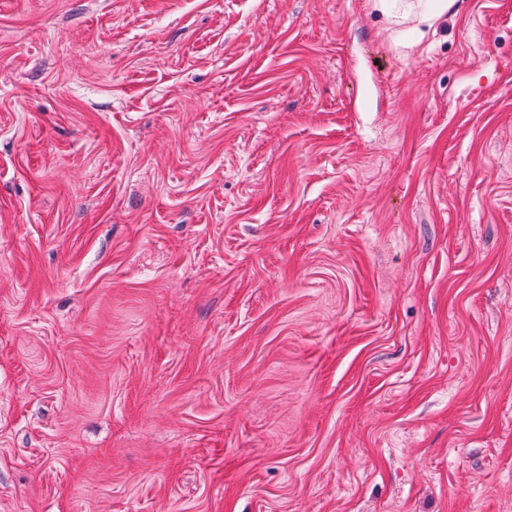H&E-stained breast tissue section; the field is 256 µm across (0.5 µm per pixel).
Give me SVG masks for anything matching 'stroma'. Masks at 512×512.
Returning <instances> with one entry per match:
<instances>
[{
	"instance_id": "obj_1",
	"label": "stroma",
	"mask_w": 512,
	"mask_h": 512,
	"mask_svg": "<svg viewBox=\"0 0 512 512\" xmlns=\"http://www.w3.org/2000/svg\"><path fill=\"white\" fill-rule=\"evenodd\" d=\"M0 0V512H512V0Z\"/></svg>"
}]
</instances>
